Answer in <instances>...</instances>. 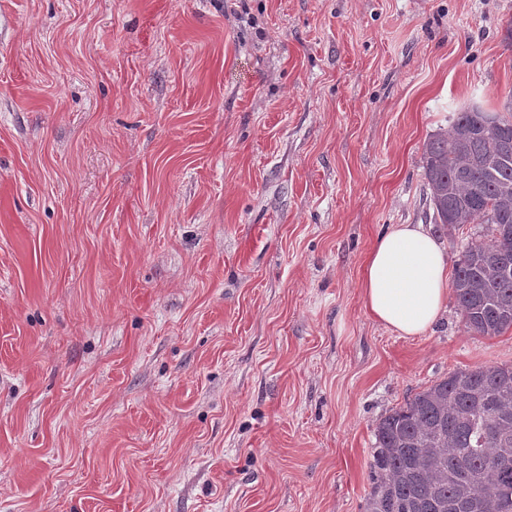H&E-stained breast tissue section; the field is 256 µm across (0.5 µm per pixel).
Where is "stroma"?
I'll return each mask as SVG.
<instances>
[{
	"instance_id": "stroma-1",
	"label": "stroma",
	"mask_w": 512,
	"mask_h": 512,
	"mask_svg": "<svg viewBox=\"0 0 512 512\" xmlns=\"http://www.w3.org/2000/svg\"><path fill=\"white\" fill-rule=\"evenodd\" d=\"M512 0H0V512H364L379 419L512 328L377 323Z\"/></svg>"
}]
</instances>
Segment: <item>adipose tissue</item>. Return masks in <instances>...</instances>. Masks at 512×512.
<instances>
[{
    "instance_id": "1",
    "label": "adipose tissue",
    "mask_w": 512,
    "mask_h": 512,
    "mask_svg": "<svg viewBox=\"0 0 512 512\" xmlns=\"http://www.w3.org/2000/svg\"><path fill=\"white\" fill-rule=\"evenodd\" d=\"M451 271L445 247L421 224H397L380 236L365 262L363 305L403 337L424 335L448 301Z\"/></svg>"
}]
</instances>
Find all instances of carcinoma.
<instances>
[{
  "instance_id": "obj_1",
  "label": "carcinoma",
  "mask_w": 512,
  "mask_h": 512,
  "mask_svg": "<svg viewBox=\"0 0 512 512\" xmlns=\"http://www.w3.org/2000/svg\"><path fill=\"white\" fill-rule=\"evenodd\" d=\"M489 126L469 106L424 150L434 221L489 224L461 252L453 289L464 327L512 328V95ZM365 512H512V365L460 370L416 393L374 430Z\"/></svg>"
}]
</instances>
